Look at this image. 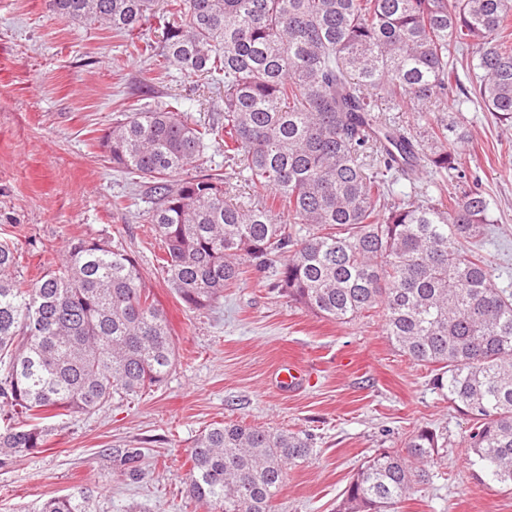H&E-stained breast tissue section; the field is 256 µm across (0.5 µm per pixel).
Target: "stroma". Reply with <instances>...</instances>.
Listing matches in <instances>:
<instances>
[{
	"instance_id": "35a3bbf8",
	"label": "stroma",
	"mask_w": 512,
	"mask_h": 512,
	"mask_svg": "<svg viewBox=\"0 0 512 512\" xmlns=\"http://www.w3.org/2000/svg\"><path fill=\"white\" fill-rule=\"evenodd\" d=\"M222 77L188 76L142 55L130 37L48 16L44 0H0V240L15 247L29 281L80 238L120 241L166 314L177 362L165 383L92 413L58 418L45 448L0 469V512H35L84 487L91 512H205L186 494L187 451L209 424L238 420L311 435L309 462L288 468L275 512H336L368 456L432 429L441 447L401 512H512V493L479 481L468 463V424L432 384L430 368L403 356L381 313L349 323L316 315L248 270L212 310L186 308L157 259L145 186L113 165L102 138L143 103L180 99L189 121L220 125ZM449 88L436 113L470 130L461 177L496 200L483 246L496 287L512 291V126ZM301 371L282 388L283 364ZM142 452L130 476L113 452Z\"/></svg>"
}]
</instances>
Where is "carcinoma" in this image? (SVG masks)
Listing matches in <instances>:
<instances>
[{"mask_svg":"<svg viewBox=\"0 0 512 512\" xmlns=\"http://www.w3.org/2000/svg\"><path fill=\"white\" fill-rule=\"evenodd\" d=\"M73 25L143 36L159 0H47ZM178 21L160 49L191 75L224 76V130L172 106L144 105L112 126V163L148 185L147 221L164 246L167 283L193 311L243 279L271 273L306 309L346 323L379 310L386 335L432 368L433 385L468 417L470 465L512 490V292L493 285L478 252L494 201L477 189L443 207L430 191L396 194L399 176L442 189L461 159L376 113L396 109L459 143L469 132L432 106L460 86L465 102L512 122V0H165ZM465 56L470 86L450 56ZM248 189L204 167L208 143ZM188 167L198 174L181 176ZM176 362L164 312L119 242H74L60 267L30 283L0 242V468L45 447L48 421L95 412L160 386ZM309 436L214 422L188 450L187 494L206 512H271L287 466L312 457ZM438 438L417 428L402 449L365 461L342 493L344 512H399ZM89 492L37 512H87Z\"/></svg>","mask_w":512,"mask_h":512,"instance_id":"1","label":"carcinoma"}]
</instances>
